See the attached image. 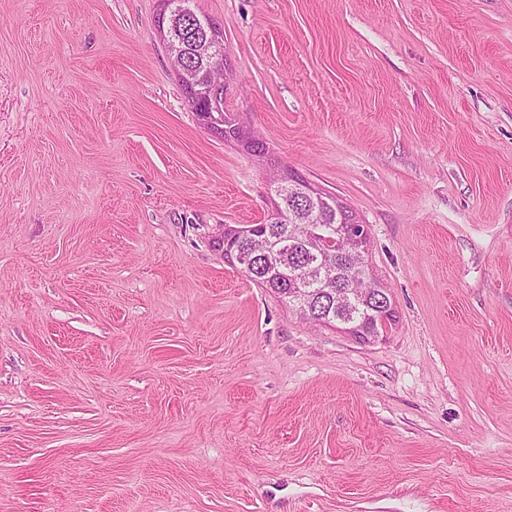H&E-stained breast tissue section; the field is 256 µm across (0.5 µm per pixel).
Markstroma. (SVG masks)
<instances>
[{"label":"stroma","instance_id":"obj_1","mask_svg":"<svg viewBox=\"0 0 512 512\" xmlns=\"http://www.w3.org/2000/svg\"><path fill=\"white\" fill-rule=\"evenodd\" d=\"M160 0H0V512H512V0H193L224 109L353 208L362 343L224 260L266 172ZM170 1L171 12L168 15L163 9L161 19L167 23V30L172 35H181L186 33L188 19L183 15L178 16L181 10L182 2L185 0H167ZM183 13L189 17L201 28L207 35L204 51L210 57V65L200 73L194 68L187 67L180 62V52L183 47L174 36L165 37L171 67L185 90L191 91L188 96V102L193 109L198 112V119L201 124L214 131L215 133L224 132V96L227 93L226 73L227 58L224 54V32L222 26L216 21L203 20L199 17L189 5L184 7ZM172 18V19H171Z\"/></svg>","mask_w":512,"mask_h":512}]
</instances>
